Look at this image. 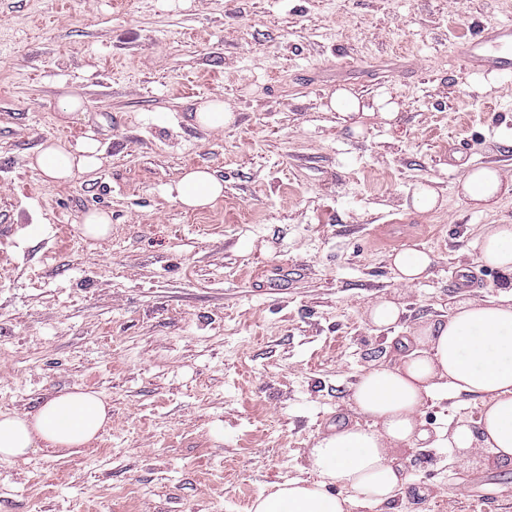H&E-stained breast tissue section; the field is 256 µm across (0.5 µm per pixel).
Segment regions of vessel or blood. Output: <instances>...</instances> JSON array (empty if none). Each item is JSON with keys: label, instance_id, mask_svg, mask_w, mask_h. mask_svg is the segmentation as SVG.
Returning a JSON list of instances; mask_svg holds the SVG:
<instances>
[{"label": "vessel or blood", "instance_id": "obj_1", "mask_svg": "<svg viewBox=\"0 0 512 512\" xmlns=\"http://www.w3.org/2000/svg\"><path fill=\"white\" fill-rule=\"evenodd\" d=\"M460 61L484 71L512 69V24L480 26L474 36L457 47Z\"/></svg>", "mask_w": 512, "mask_h": 512}]
</instances>
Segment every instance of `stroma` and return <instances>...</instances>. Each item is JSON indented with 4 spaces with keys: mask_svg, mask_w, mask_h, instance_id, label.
<instances>
[{
    "mask_svg": "<svg viewBox=\"0 0 512 512\" xmlns=\"http://www.w3.org/2000/svg\"><path fill=\"white\" fill-rule=\"evenodd\" d=\"M501 22L512 0H0V411L75 389L112 408L81 454L0 462V512H249L308 477L318 437L358 421L359 376L421 321L499 299L476 239L512 224V195L481 212L457 183L512 172V72L478 94L454 49ZM342 87L389 97L397 122L354 134L329 107ZM214 98L236 116L218 131L195 122ZM88 135L95 172L31 168L45 140ZM198 166L224 195L188 211L161 188ZM420 183L440 206L414 207ZM91 210L106 238L82 235ZM409 247L433 264L405 285L390 264ZM381 297L405 312L379 329ZM478 414L451 396L423 420ZM400 462V512H512L511 466L418 445ZM111 216L103 211H93L84 216L80 229L85 237L99 239L107 237L112 230Z\"/></svg>",
    "mask_w": 512,
    "mask_h": 512,
    "instance_id": "35a3bbf8",
    "label": "stroma"
}]
</instances>
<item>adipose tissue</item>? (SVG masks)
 <instances>
[{"label": "adipose tissue", "mask_w": 512, "mask_h": 512, "mask_svg": "<svg viewBox=\"0 0 512 512\" xmlns=\"http://www.w3.org/2000/svg\"><path fill=\"white\" fill-rule=\"evenodd\" d=\"M330 106L357 133L361 117H397L392 106L373 111L345 89L333 92ZM100 164L99 144L89 137L74 146L47 140L30 162L58 182ZM223 193V182L206 167L189 169L164 188L166 197L189 209L211 206ZM458 193L474 208L489 210L512 194V177L492 166L469 169L458 181ZM477 248L479 262L500 274L502 299L458 302L447 320L424 323L404 338L407 352L399 364L365 370L350 401L367 425L333 428L309 451L316 480L270 484L250 512H352L357 506L392 504L408 481L393 455L402 444L427 441L459 457L485 448L494 462L512 465V225H486ZM451 392L479 402L477 424L461 422L430 435L422 415L430 402ZM110 419L109 405L92 390L58 392L32 411L0 412V461L18 460L35 448L80 452Z\"/></svg>", "instance_id": "1"}]
</instances>
